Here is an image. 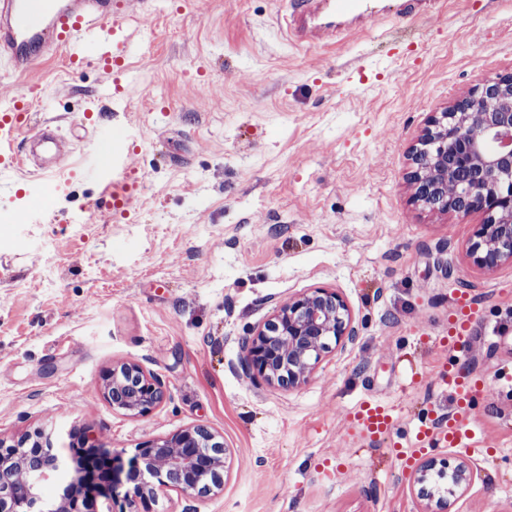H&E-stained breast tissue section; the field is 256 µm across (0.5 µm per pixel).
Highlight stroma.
Instances as JSON below:
<instances>
[{
	"label": "stroma",
	"mask_w": 512,
	"mask_h": 512,
	"mask_svg": "<svg viewBox=\"0 0 512 512\" xmlns=\"http://www.w3.org/2000/svg\"><path fill=\"white\" fill-rule=\"evenodd\" d=\"M281 0H146L121 109L142 143L130 221L83 223L99 195L73 180L55 223H14L0 190V440L36 433L59 452L130 458L201 424L228 450L224 491L160 490L152 512H426L413 470L354 437L372 397L392 438L454 407L425 376L448 365L481 385L468 448L429 456L466 464L449 512H512V263L473 264L483 216L413 200L411 148L436 113L485 79L512 73V0H441L438 15L391 20L305 44L277 25ZM40 85L34 119L77 126L109 102L95 64L63 58ZM310 288L347 301L355 344L325 353L309 382L284 390L246 378L240 337ZM479 305L477 335L454 358V296ZM159 377L167 399L144 417L103 394L113 365Z\"/></svg>",
	"instance_id": "stroma-1"
}]
</instances>
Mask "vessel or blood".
Wrapping results in <instances>:
<instances>
[{
  "instance_id": "obj_1",
  "label": "vessel or blood",
  "mask_w": 512,
  "mask_h": 512,
  "mask_svg": "<svg viewBox=\"0 0 512 512\" xmlns=\"http://www.w3.org/2000/svg\"><path fill=\"white\" fill-rule=\"evenodd\" d=\"M142 0H0V76L14 77L32 71L40 62L54 56L66 59L70 69L86 61L88 51H95L103 73L123 67L131 54L135 33L128 23L135 17ZM438 0H400L397 17L409 20L423 14L433 16ZM360 21L375 25L377 13L372 0H291L287 33L299 42H323ZM31 87L15 88L11 101L0 107V175L13 174L19 165H27L30 176L24 182V197L32 199L45 192H61L71 179L86 175L81 160H69V152H81L80 140H67L65 132L47 121L32 125L29 97ZM124 141H114L112 134L100 139L104 155L92 178L100 187V197L91 213H128L138 187L127 181L130 170V141L136 134L125 127ZM72 151H65V144ZM457 305L463 314L455 336L449 343L458 355H466L473 340L477 306L467 297ZM435 384L448 389L455 408L448 418L423 424L425 446H466L469 433L465 418L471 410L476 391L465 373L442 369L434 375ZM389 409L379 403L361 407L350 420L354 434L380 441L390 436Z\"/></svg>"
}]
</instances>
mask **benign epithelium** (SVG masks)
<instances>
[{
    "label": "benign epithelium",
    "mask_w": 512,
    "mask_h": 512,
    "mask_svg": "<svg viewBox=\"0 0 512 512\" xmlns=\"http://www.w3.org/2000/svg\"><path fill=\"white\" fill-rule=\"evenodd\" d=\"M412 159L416 201L438 211L484 215L468 247L473 263L486 270L512 263V74L484 81L433 117L413 146ZM450 169L464 179L460 196H448ZM358 337L345 299L327 288H311L289 298L255 334L242 338L240 367L252 379L295 389L309 381L323 354ZM105 390L112 407L136 417L149 414L165 399L162 381L136 363L112 368L105 376ZM33 448L25 457L0 451L3 512H82L88 499L110 501L118 496L134 508L159 488L184 495L223 488L226 448L201 425L140 444L126 468L120 455L112 454V475H75L50 504L43 488L65 462L48 441L40 440ZM435 471L449 475L450 485H435L423 495L437 499L444 509L447 496L467 482V469L429 459L418 467L417 483L430 482Z\"/></svg>",
    "instance_id": "obj_1"
}]
</instances>
